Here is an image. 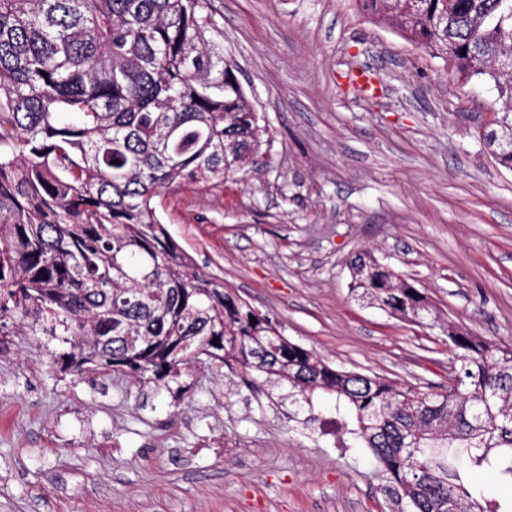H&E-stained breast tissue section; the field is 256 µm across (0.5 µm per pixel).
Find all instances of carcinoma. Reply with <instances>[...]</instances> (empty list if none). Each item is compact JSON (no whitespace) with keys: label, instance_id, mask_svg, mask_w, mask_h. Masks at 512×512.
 <instances>
[{"label":"carcinoma","instance_id":"cac0c4a2","mask_svg":"<svg viewBox=\"0 0 512 512\" xmlns=\"http://www.w3.org/2000/svg\"><path fill=\"white\" fill-rule=\"evenodd\" d=\"M354 2L460 86L496 92L482 144L511 171L512 0ZM236 72L211 0H0V322L33 317L61 337L63 372H129L176 397L200 363L286 383L300 406L323 392L410 512H512L463 478L512 482L511 343L448 322L461 351L450 392L336 369L195 270L161 224L164 189L223 182L261 151L266 127ZM350 268L360 298L406 320L429 311L374 257Z\"/></svg>","mask_w":512,"mask_h":512}]
</instances>
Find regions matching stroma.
<instances>
[{
	"instance_id": "stroma-1",
	"label": "stroma",
	"mask_w": 512,
	"mask_h": 512,
	"mask_svg": "<svg viewBox=\"0 0 512 512\" xmlns=\"http://www.w3.org/2000/svg\"><path fill=\"white\" fill-rule=\"evenodd\" d=\"M224 55L270 134L253 166L156 198L226 292L331 366L441 392L454 322L512 342V171L483 150L488 89L353 0H213ZM371 253L436 318L355 297ZM60 339L0 330V512H399L370 449L322 438L313 407L199 364L182 400L128 375L50 365Z\"/></svg>"
}]
</instances>
